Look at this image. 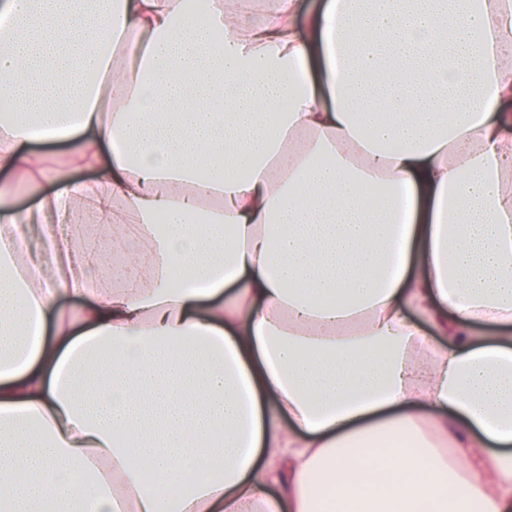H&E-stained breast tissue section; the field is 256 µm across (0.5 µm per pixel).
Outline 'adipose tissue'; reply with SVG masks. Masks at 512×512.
Segmentation results:
<instances>
[{
	"label": "adipose tissue",
	"instance_id": "obj_1",
	"mask_svg": "<svg viewBox=\"0 0 512 512\" xmlns=\"http://www.w3.org/2000/svg\"><path fill=\"white\" fill-rule=\"evenodd\" d=\"M0 14V512H512V0Z\"/></svg>",
	"mask_w": 512,
	"mask_h": 512
}]
</instances>
